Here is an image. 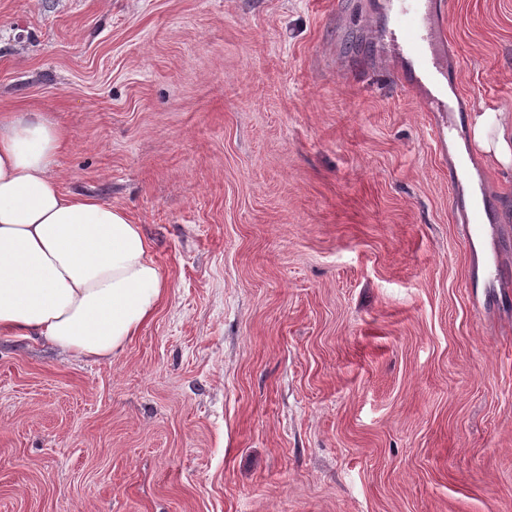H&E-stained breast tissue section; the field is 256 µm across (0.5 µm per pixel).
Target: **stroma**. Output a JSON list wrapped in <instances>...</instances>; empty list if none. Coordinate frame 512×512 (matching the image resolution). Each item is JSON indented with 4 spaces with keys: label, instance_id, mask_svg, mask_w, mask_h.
I'll use <instances>...</instances> for the list:
<instances>
[{
    "label": "stroma",
    "instance_id": "obj_1",
    "mask_svg": "<svg viewBox=\"0 0 512 512\" xmlns=\"http://www.w3.org/2000/svg\"><path fill=\"white\" fill-rule=\"evenodd\" d=\"M433 21L451 116L384 0H0V114L167 283L111 360L0 337V512H512V0ZM472 143L488 163L512 164V114L477 113L470 118Z\"/></svg>",
    "mask_w": 512,
    "mask_h": 512
}]
</instances>
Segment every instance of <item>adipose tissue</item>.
<instances>
[{
    "label": "adipose tissue",
    "mask_w": 512,
    "mask_h": 512,
    "mask_svg": "<svg viewBox=\"0 0 512 512\" xmlns=\"http://www.w3.org/2000/svg\"><path fill=\"white\" fill-rule=\"evenodd\" d=\"M471 140L512 164V114L473 113ZM67 146L41 114L0 115V336L80 360L118 356L167 288L141 225L111 204L62 190Z\"/></svg>",
    "instance_id": "adipose-tissue-1"
}]
</instances>
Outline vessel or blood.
Here are the masks:
<instances>
[{"label": "vessel or blood", "mask_w": 512, "mask_h": 512, "mask_svg": "<svg viewBox=\"0 0 512 512\" xmlns=\"http://www.w3.org/2000/svg\"><path fill=\"white\" fill-rule=\"evenodd\" d=\"M393 24L385 42L394 56L407 59L420 79L435 91L436 104H444L448 82L438 59L443 38L431 21L433 0H388Z\"/></svg>", "instance_id": "vessel-or-blood-1"}]
</instances>
